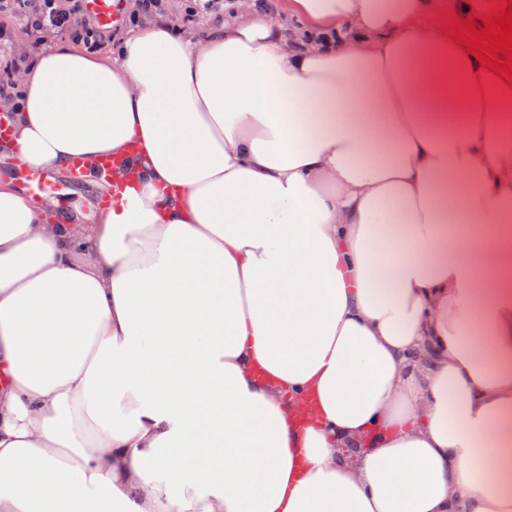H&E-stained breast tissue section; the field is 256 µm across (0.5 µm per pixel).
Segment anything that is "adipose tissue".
<instances>
[{
    "mask_svg": "<svg viewBox=\"0 0 512 512\" xmlns=\"http://www.w3.org/2000/svg\"><path fill=\"white\" fill-rule=\"evenodd\" d=\"M433 3L229 0L0 97V512H512V91ZM25 187L28 195L33 199H39L45 194L58 195L69 189V184H60L53 181L49 176L40 172H30L25 176Z\"/></svg>",
    "mask_w": 512,
    "mask_h": 512,
    "instance_id": "adipose-tissue-1",
    "label": "adipose tissue"
}]
</instances>
